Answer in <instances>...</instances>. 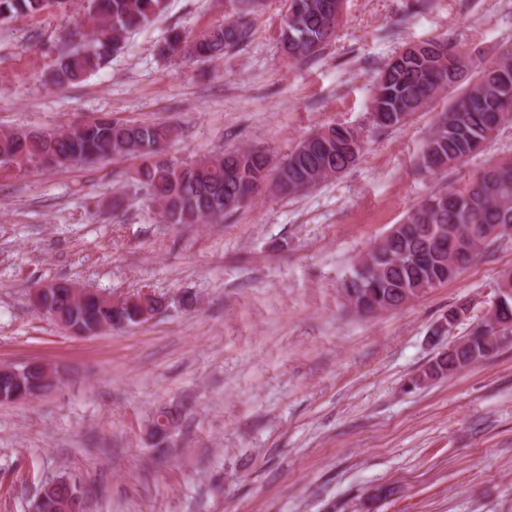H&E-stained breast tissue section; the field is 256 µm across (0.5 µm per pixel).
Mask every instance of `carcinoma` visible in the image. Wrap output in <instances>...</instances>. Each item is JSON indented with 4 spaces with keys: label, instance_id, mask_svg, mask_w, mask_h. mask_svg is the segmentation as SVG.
I'll return each instance as SVG.
<instances>
[{
    "label": "carcinoma",
    "instance_id": "carcinoma-1",
    "mask_svg": "<svg viewBox=\"0 0 512 512\" xmlns=\"http://www.w3.org/2000/svg\"><path fill=\"white\" fill-rule=\"evenodd\" d=\"M280 42L288 58L305 61L334 41L345 0H288ZM67 11L69 0H0V24L41 13L49 4ZM262 0H236L232 15L188 39L175 34L160 53L216 62L250 37L248 16ZM168 0H85L82 21L72 28L71 44L53 64L52 82L75 86L101 69L135 30L161 17ZM446 38L414 44L393 56L377 77L371 99V126L385 130L406 124L463 85L450 106L438 113L425 140L420 164L429 173L446 171L486 148L499 127L512 122V49L493 55L467 53L461 70ZM174 129L162 123L122 122L108 116L86 125L54 130L0 128V172L34 173L66 168L80 160L137 161L129 180L156 205L166 224H221L224 215L242 207L241 200L275 184L281 195L316 186L351 167L365 149L363 128L327 126L300 140L281 160L267 149L238 147L195 160L168 153ZM512 227V157L500 158L462 181L420 200L402 223L373 247L370 260L352 267L344 291L356 303L374 304L375 313L407 297L464 273L481 251ZM71 280L60 278L50 289L47 313L83 331L140 324L134 309L112 310V298L91 296L81 302L70 293ZM494 332L479 322L467 332L460 356L486 358L495 349ZM86 504L84 487L64 482L47 512L72 494Z\"/></svg>",
    "mask_w": 512,
    "mask_h": 512
}]
</instances>
